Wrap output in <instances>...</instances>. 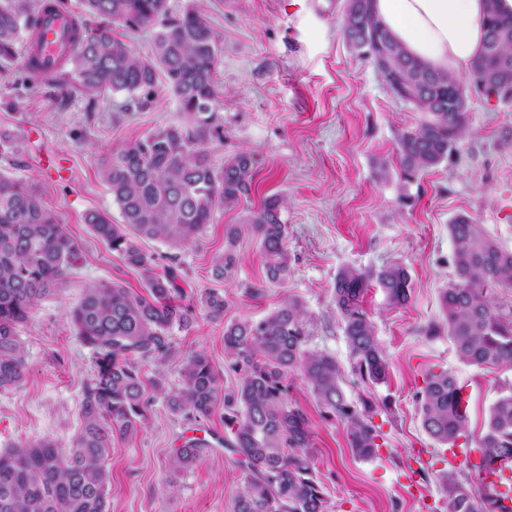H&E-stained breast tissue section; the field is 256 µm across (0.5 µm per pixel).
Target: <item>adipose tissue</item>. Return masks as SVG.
Returning a JSON list of instances; mask_svg holds the SVG:
<instances>
[{
  "instance_id": "obj_1",
  "label": "adipose tissue",
  "mask_w": 512,
  "mask_h": 512,
  "mask_svg": "<svg viewBox=\"0 0 512 512\" xmlns=\"http://www.w3.org/2000/svg\"><path fill=\"white\" fill-rule=\"evenodd\" d=\"M383 25L414 56L452 74L481 51L485 0H374Z\"/></svg>"
}]
</instances>
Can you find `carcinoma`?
<instances>
[{"label": "carcinoma", "instance_id": "obj_1", "mask_svg": "<svg viewBox=\"0 0 512 512\" xmlns=\"http://www.w3.org/2000/svg\"><path fill=\"white\" fill-rule=\"evenodd\" d=\"M84 14L98 19L78 31L79 47L54 76L67 91L96 96L110 90L147 105L159 77L190 116L187 127L170 126L125 146L103 161L101 177L112 192L122 223L91 211L85 217L97 237L127 265L144 272V293L118 283L85 289L71 312L80 341L92 350L96 373L82 398L83 421L70 446L40 440L0 449V512H108L106 459L112 440L127 438L143 424L148 398L139 362L162 360L172 351L174 330L187 331L195 309L224 319V293L212 289L195 304L182 301L178 271L155 272V258L141 249L151 240L178 248L196 240L212 223L215 211L250 195L255 179L252 157L239 153L217 171L206 148L214 136L213 104L218 40L195 9L172 17L169 0H81ZM29 0H0V63L19 55L24 32L34 20ZM127 27L155 24L152 55L142 59L131 45L112 33L110 23ZM485 40L467 82L485 86L484 95L512 100V16H503L488 0ZM343 31L349 47L369 60L390 94L420 113L416 128L398 140L400 179L411 184L438 166L463 138L465 109L456 103L460 80L410 54L375 15L373 0H347ZM281 202L271 198L251 217L266 259L270 282L288 278L287 226ZM453 245L454 278L443 289L444 327L458 358L470 365L512 367V305L495 304L488 289L512 290V251L502 247L469 217L448 225ZM239 227L224 229V253L215 258L211 276L233 278L237 268ZM80 245L42 201L29 182L0 175V391L19 387L26 357L20 327L37 301L60 289ZM383 289L389 304L404 307L412 280L400 263L366 273L346 266L334 284L354 368L372 386L384 385L388 359L375 326L363 307L370 281ZM309 330L303 306L287 299L264 317L224 324V354L237 375L222 387L207 355L193 352L183 361L180 388L165 394L168 409L187 424L208 419L217 402L224 409V445L238 455L245 487L234 512H328V501L314 471L311 433L305 413L288 401L293 377L303 379L327 417L347 426L349 448L362 459L376 456L378 430L369 400L356 405L342 386L336 359L307 349ZM459 385L447 370L428 374L418 397L421 424L436 442L450 447L476 444L480 465L458 481L445 474L447 512H499L482 472L499 471L512 483V383L489 407L478 437L467 432ZM208 449L188 439L176 449L171 469L191 468Z\"/></svg>", "mask_w": 512, "mask_h": 512}]
</instances>
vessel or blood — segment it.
I'll use <instances>...</instances> for the list:
<instances>
[{
	"mask_svg": "<svg viewBox=\"0 0 512 512\" xmlns=\"http://www.w3.org/2000/svg\"><path fill=\"white\" fill-rule=\"evenodd\" d=\"M38 31L26 39L23 63L34 75H54L63 61L76 51V16L60 7L41 8L37 13Z\"/></svg>",
	"mask_w": 512,
	"mask_h": 512,
	"instance_id": "b4317fda",
	"label": "vessel or blood"
}]
</instances>
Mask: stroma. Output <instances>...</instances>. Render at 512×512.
<instances>
[{"label": "stroma", "mask_w": 512, "mask_h": 512, "mask_svg": "<svg viewBox=\"0 0 512 512\" xmlns=\"http://www.w3.org/2000/svg\"><path fill=\"white\" fill-rule=\"evenodd\" d=\"M346 0H169L172 15L195 8L212 27L221 48L215 85L216 138L207 145L214 168L245 152L256 178L250 197L215 212L194 243L174 249L146 240L142 249L158 267L178 265L188 299L221 290L228 304L223 321L198 316L174 331L173 351L160 362L141 363L149 400L147 419L132 437L116 439L107 460L110 512H233L244 474L224 447L205 452L192 468L175 473L170 458L186 439L223 435L222 408L188 426L169 411L164 391L181 385V367L194 351L205 353L223 385L235 374L224 357V325L261 318L284 299L307 313L308 347L336 358L352 401H388L374 424L381 431L375 457L355 456L346 426L329 420L310 387L294 380L289 401L307 415L317 477L330 512H446L444 473L466 472L448 449L424 431L416 398L429 371L448 370L469 397L468 429L479 434L491 403L512 369L479 368L459 360L447 334L427 336L441 322V292L454 276L448 232L459 215L512 250V223L500 219L512 200V102L471 91L468 132L436 168L401 186L397 141L416 127L418 112L397 101L369 60L346 43ZM188 122L175 95L158 84L146 107L127 96L105 93L88 100L61 93L50 79L29 78L21 64L0 69V132L16 150L0 147V173L35 186L66 224L81 249L60 290L43 297L20 330L26 353L22 385L0 391V448L50 438L67 444L82 423L81 399L95 372L92 351L79 340L70 312L85 289L117 282L142 292L144 276L112 253L86 224L98 211L120 223L118 206L100 177L103 160L165 127ZM54 149L68 166L65 183L46 180L38 156ZM386 176H379L380 166ZM270 196L281 199L287 226V280H265V256L250 218ZM240 225L238 271L230 282L212 278L214 258L224 251V228ZM402 263L413 291L404 307L388 304L382 289L369 288L364 308L389 362V383L371 388L354 372L333 298L338 271L355 266L376 271ZM262 285L252 297L247 289ZM418 472L406 485L404 470Z\"/></svg>", "instance_id": "1"}]
</instances>
